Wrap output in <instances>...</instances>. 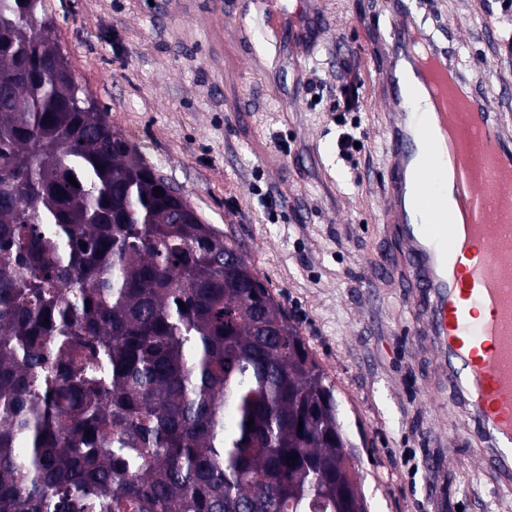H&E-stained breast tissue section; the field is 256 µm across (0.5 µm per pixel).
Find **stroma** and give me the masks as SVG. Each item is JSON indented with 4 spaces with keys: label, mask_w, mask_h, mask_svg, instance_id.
I'll return each instance as SVG.
<instances>
[{
    "label": "stroma",
    "mask_w": 512,
    "mask_h": 512,
    "mask_svg": "<svg viewBox=\"0 0 512 512\" xmlns=\"http://www.w3.org/2000/svg\"><path fill=\"white\" fill-rule=\"evenodd\" d=\"M76 79L114 128L255 268L297 322L336 387L369 512H512L482 462L423 341L415 291L396 265L404 244L384 221L385 65L372 47L394 0H283L305 6L311 54L272 55L253 70L232 47L210 50L208 0H47ZM425 27L443 23L469 78L512 124V8L498 0H427ZM360 93L363 142L338 154L331 109ZM320 96L311 105L312 96ZM287 141L280 149L279 141Z\"/></svg>",
    "instance_id": "obj_1"
}]
</instances>
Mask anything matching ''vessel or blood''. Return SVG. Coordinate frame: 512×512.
<instances>
[{
	"label": "vessel or blood",
	"instance_id": "b4317fda",
	"mask_svg": "<svg viewBox=\"0 0 512 512\" xmlns=\"http://www.w3.org/2000/svg\"><path fill=\"white\" fill-rule=\"evenodd\" d=\"M234 20L236 41L255 58L247 23L257 13L266 32L290 31L307 50L304 9L282 0H218ZM386 74L388 154L386 220L406 244L409 287L418 291L426 334L448 367V388L488 434L487 460L503 488L512 487V130L491 111L477 84L457 66L447 41L425 32L400 6L389 41ZM450 76L467 106L464 130L451 137L456 103L426 119L408 116L416 97H431L422 65Z\"/></svg>",
	"mask_w": 512,
	"mask_h": 512
}]
</instances>
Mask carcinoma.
Listing matches in <instances>:
<instances>
[{
  "label": "carcinoma",
  "instance_id": "cac0c4a2",
  "mask_svg": "<svg viewBox=\"0 0 512 512\" xmlns=\"http://www.w3.org/2000/svg\"><path fill=\"white\" fill-rule=\"evenodd\" d=\"M2 75L0 512L355 509L299 326L112 128L45 0H0Z\"/></svg>",
  "mask_w": 512,
  "mask_h": 512
}]
</instances>
